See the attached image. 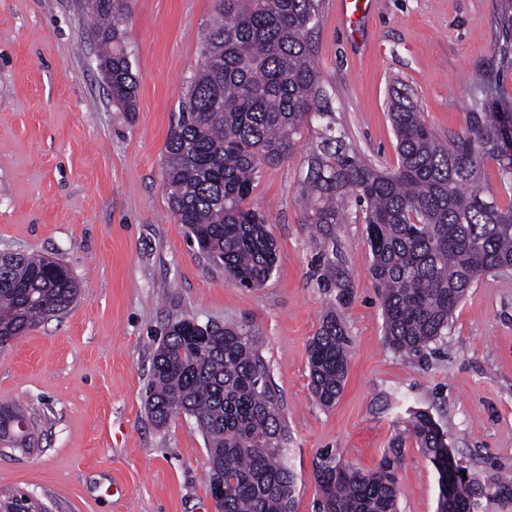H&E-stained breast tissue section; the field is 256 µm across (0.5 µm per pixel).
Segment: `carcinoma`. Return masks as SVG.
Here are the masks:
<instances>
[{
	"label": "carcinoma",
	"instance_id": "obj_1",
	"mask_svg": "<svg viewBox=\"0 0 512 512\" xmlns=\"http://www.w3.org/2000/svg\"><path fill=\"white\" fill-rule=\"evenodd\" d=\"M127 0H84L96 19L112 102L136 111V81L125 45ZM319 0H215L216 20L201 46L181 113L165 148L163 180L171 213L199 250L233 283L261 287L275 268L266 217L248 205L260 168L291 155L305 126L319 141L308 160L307 223L328 231L348 210L363 215L371 274L380 286L385 338L408 357L436 350L469 288L483 275L512 268V202L485 186L496 166L512 197V112L468 113L467 127L441 141L406 89L389 100L398 166L379 170L344 142L325 101L309 35ZM79 283L64 263L25 253L0 254V335L14 337L67 310ZM351 345L336 313L308 343L310 389L323 407L344 388ZM147 406L164 425L194 419L208 454L209 490L224 486L218 512H293L295 474L288 427L280 416L254 326L200 324L183 318L155 350ZM16 405H0V436L29 448L34 426ZM406 431L438 474L437 512H488L512 504V475L481 478L452 471L448 432L427 411H413ZM396 438L378 467L331 466L320 455L319 512H398Z\"/></svg>",
	"mask_w": 512,
	"mask_h": 512
}]
</instances>
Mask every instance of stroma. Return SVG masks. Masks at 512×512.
I'll return each instance as SVG.
<instances>
[{
	"instance_id": "1",
	"label": "stroma",
	"mask_w": 512,
	"mask_h": 512,
	"mask_svg": "<svg viewBox=\"0 0 512 512\" xmlns=\"http://www.w3.org/2000/svg\"><path fill=\"white\" fill-rule=\"evenodd\" d=\"M215 0H127L125 40L137 109L107 93L76 0H0V253L66 263L75 302L0 353V404L22 406L38 440L0 453V496L43 512H217L202 433L147 413L152 357L165 328L255 323L296 475L295 512H317L322 451L375 469L395 437L399 512H436L438 475L404 423L426 409L469 472L512 471V269L481 277L436 352L408 358L383 335L365 226L331 235L305 221L301 186L316 128L262 166L251 205L266 216L278 261L262 287L233 285L168 204L166 142L215 19ZM512 0H369L349 22L321 0L314 63L348 146L380 169L398 163L388 116L407 88L440 139L471 112L512 101ZM338 280L350 292L336 303ZM352 338L333 407L309 388L307 345L330 310Z\"/></svg>"
}]
</instances>
